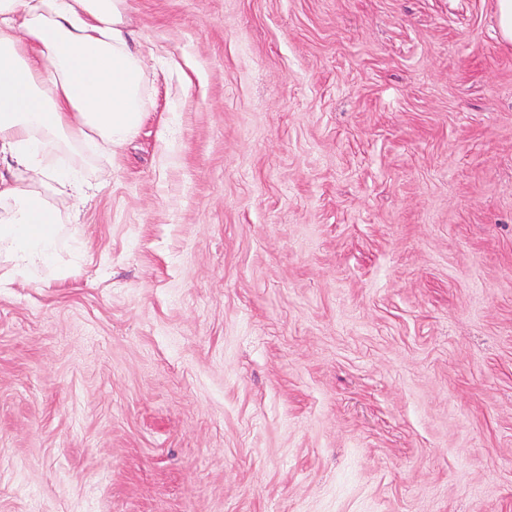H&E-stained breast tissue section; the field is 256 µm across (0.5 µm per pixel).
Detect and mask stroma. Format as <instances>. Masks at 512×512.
Returning a JSON list of instances; mask_svg holds the SVG:
<instances>
[{
    "label": "stroma",
    "mask_w": 512,
    "mask_h": 512,
    "mask_svg": "<svg viewBox=\"0 0 512 512\" xmlns=\"http://www.w3.org/2000/svg\"><path fill=\"white\" fill-rule=\"evenodd\" d=\"M145 115L0 263V512H512L494 0H125Z\"/></svg>",
    "instance_id": "1"
}]
</instances>
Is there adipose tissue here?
Segmentation results:
<instances>
[{
    "label": "adipose tissue",
    "instance_id": "obj_1",
    "mask_svg": "<svg viewBox=\"0 0 512 512\" xmlns=\"http://www.w3.org/2000/svg\"><path fill=\"white\" fill-rule=\"evenodd\" d=\"M123 0H0V259L16 277L60 262L59 210L49 193L81 199L60 153L90 142L106 153L144 112L139 53ZM32 172L35 183L6 178Z\"/></svg>",
    "mask_w": 512,
    "mask_h": 512
}]
</instances>
